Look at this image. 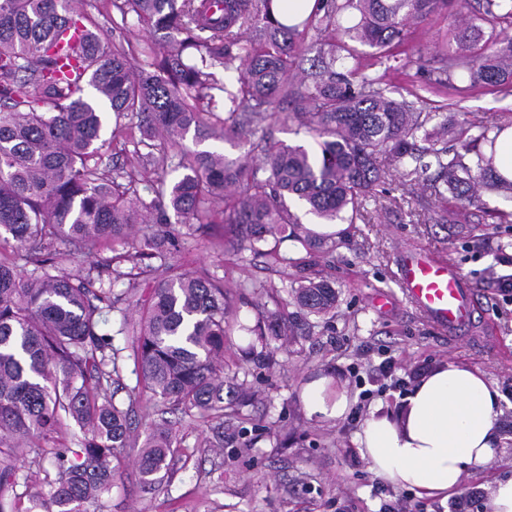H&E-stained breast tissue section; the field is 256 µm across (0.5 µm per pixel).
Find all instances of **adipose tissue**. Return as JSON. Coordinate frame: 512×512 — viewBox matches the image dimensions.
Instances as JSON below:
<instances>
[{
    "mask_svg": "<svg viewBox=\"0 0 512 512\" xmlns=\"http://www.w3.org/2000/svg\"><path fill=\"white\" fill-rule=\"evenodd\" d=\"M300 397L308 416L322 421L344 419L352 404L331 376L305 382ZM500 399L483 372L445 363L415 383L397 415L363 420L357 433L360 452L392 486L448 502L469 470L496 457L502 440Z\"/></svg>",
    "mask_w": 512,
    "mask_h": 512,
    "instance_id": "adipose-tissue-1",
    "label": "adipose tissue"
}]
</instances>
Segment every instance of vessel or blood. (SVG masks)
Masks as SVG:
<instances>
[{"mask_svg":"<svg viewBox=\"0 0 512 512\" xmlns=\"http://www.w3.org/2000/svg\"><path fill=\"white\" fill-rule=\"evenodd\" d=\"M397 270L405 297L433 326L451 335L471 328L473 290L446 258L411 248L400 254Z\"/></svg>","mask_w":512,"mask_h":512,"instance_id":"vessel-or-blood-1","label":"vessel or blood"}]
</instances>
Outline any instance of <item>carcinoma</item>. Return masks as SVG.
Listing matches in <instances>:
<instances>
[{
  "label": "carcinoma",
  "instance_id": "obj_1",
  "mask_svg": "<svg viewBox=\"0 0 512 512\" xmlns=\"http://www.w3.org/2000/svg\"><path fill=\"white\" fill-rule=\"evenodd\" d=\"M278 0H110L122 21L132 17L146 47L116 46L90 28L77 0H0V232L9 234L30 274L0 261V512H13L10 496L18 463L38 467L51 455L54 491L37 501L40 512H87L122 477L121 459L139 447L137 463L150 478L168 470L175 453L168 414L193 413L209 423L207 447H224V338L247 331L265 348L268 337L287 339L279 314L266 325L240 324L224 304V283L184 270L163 278L135 300L140 318L117 308L103 276L131 279L142 261L160 257L180 230L194 224H236L245 236L236 251L265 255L290 274L292 302L301 311L336 310L328 279L298 275L307 253L336 248V234L302 224L288 205L296 198L321 224L365 220L362 198L401 170L406 193L417 186L445 203L441 223L459 222L483 203L487 191L512 201V181L494 167L498 134L470 124L464 153L448 156V116L419 112L389 97L379 77L355 80L358 46L380 59L395 57L412 26L453 0H316L300 24L275 16ZM464 19L459 50L442 54L438 85L512 86V0H477ZM317 31L319 54L308 81L294 65L307 48L299 28ZM254 31L245 41L243 34ZM141 52L149 69L135 68ZM237 70L238 85L224 86V116L216 111L214 70ZM93 90L83 96L84 86ZM294 103L289 118L315 140L261 146L264 122L280 100ZM112 140L131 146L129 169L101 167L106 114ZM127 122L122 124L120 119ZM258 139L259 162L201 150L207 138ZM180 172L174 180L173 172ZM149 182L150 200L139 193ZM457 200L446 206L448 194ZM274 241L270 250L262 249ZM131 244L115 256L138 273L105 267L97 276H70L59 260L86 259L104 243ZM122 315L138 368L137 386L125 389L123 349L103 332L106 315ZM159 396L160 418L132 427L140 389ZM127 390L128 406L115 400ZM83 433L79 448L56 447L65 422Z\"/></svg>",
  "mask_w": 512,
  "mask_h": 512
}]
</instances>
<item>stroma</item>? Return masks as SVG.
I'll use <instances>...</instances> for the list:
<instances>
[{
    "instance_id": "stroma-1",
    "label": "stroma",
    "mask_w": 512,
    "mask_h": 512,
    "mask_svg": "<svg viewBox=\"0 0 512 512\" xmlns=\"http://www.w3.org/2000/svg\"><path fill=\"white\" fill-rule=\"evenodd\" d=\"M87 24L103 29L114 42H137L141 34L122 22L105 0H81ZM457 10L432 16L414 29L406 52L385 62L363 57L361 74L383 76L391 94H413L418 108L443 110L450 120L497 125L512 118V88L476 87L457 92L429 83L428 71L440 64L438 50H456ZM467 224H437L433 200L405 196L398 174L367 198L365 221L350 225L330 255L313 254L305 274L334 281L336 312L308 316L294 324L287 345L271 343L270 354L251 351L250 337L228 338L224 377L230 388L246 384L253 395L237 404V417L224 426L220 452L205 448L206 423L177 414L178 432L171 470L154 484L142 483L129 449L123 476L88 512H383L421 508L454 512L452 504L422 499L377 477L358 450V421L335 423L307 417L300 400L304 382L319 375L340 379L359 397L357 378H369L390 349L396 376L417 367L432 369L461 361L483 371L497 390L512 388V302L500 290L512 278V224L496 213L512 203L489 194ZM234 237L230 224H198L179 238L177 250L161 263L208 272L223 280L237 318L256 325L286 299L280 269L268 257L242 251L226 255ZM417 245L448 259L474 290L479 312L470 334L451 339L430 325L404 296L396 276L401 249ZM387 295L390 305L374 300ZM499 418L502 451L491 463L474 468L461 493L485 504L496 480L512 477V400L502 399ZM250 441L241 449V441ZM52 461L41 471L21 468L15 512H30L34 499L48 495L55 478Z\"/></svg>"
}]
</instances>
